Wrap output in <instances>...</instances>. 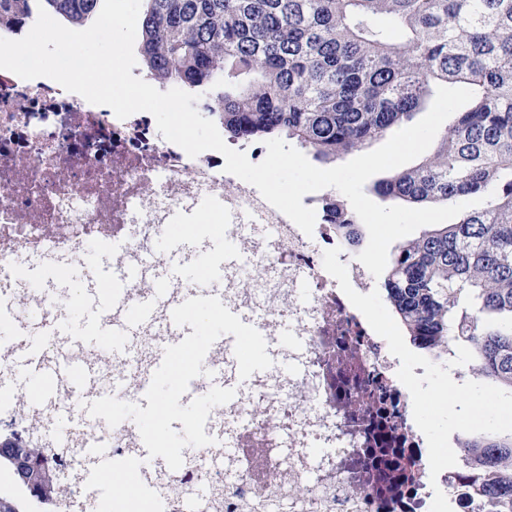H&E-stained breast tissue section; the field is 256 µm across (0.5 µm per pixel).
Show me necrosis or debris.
Masks as SVG:
<instances>
[{
    "instance_id": "1",
    "label": "necrosis or debris",
    "mask_w": 512,
    "mask_h": 512,
    "mask_svg": "<svg viewBox=\"0 0 512 512\" xmlns=\"http://www.w3.org/2000/svg\"><path fill=\"white\" fill-rule=\"evenodd\" d=\"M224 165L209 152L189 157L148 115L121 120L59 84L0 71V285L14 308L47 306L31 288L14 285L37 261L58 251L77 260L91 242L120 236L113 266L141 265L165 225L209 223L207 204L219 209V229L232 245L225 306L264 339L284 330L292 340L273 352L267 374L249 381L239 378L232 339L208 351L224 367L225 387L238 394L214 413L237 445L232 477L194 465L198 456L217 455L215 447L184 448L190 464L174 471L163 458H148L131 428L113 427L112 456L138 465V493L153 499L156 512H184L183 489L220 485L224 496L209 512H249L252 501L290 496L308 483L314 459L305 512H430L436 482L451 506L469 500L472 472L455 469L431 481L427 440L387 342L323 267V252L336 247L352 287L361 293L371 282L344 250L341 230L319 223L305 235ZM272 434L287 444V465L268 442ZM58 455L67 462L65 490L51 512H85L84 450Z\"/></svg>"
}]
</instances>
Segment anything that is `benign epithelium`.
<instances>
[{
    "label": "benign epithelium",
    "instance_id": "obj_1",
    "mask_svg": "<svg viewBox=\"0 0 512 512\" xmlns=\"http://www.w3.org/2000/svg\"><path fill=\"white\" fill-rule=\"evenodd\" d=\"M0 467L9 469L30 496L43 505L60 492L57 466L35 455L17 432L0 440Z\"/></svg>",
    "mask_w": 512,
    "mask_h": 512
}]
</instances>
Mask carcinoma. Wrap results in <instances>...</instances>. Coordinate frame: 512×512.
Here are the masks:
<instances>
[{
    "label": "carcinoma",
    "instance_id": "obj_1",
    "mask_svg": "<svg viewBox=\"0 0 512 512\" xmlns=\"http://www.w3.org/2000/svg\"><path fill=\"white\" fill-rule=\"evenodd\" d=\"M34 0H0V38L33 20ZM101 0H41L73 28ZM147 79L196 92L232 141L286 138L332 164L412 120L439 86L473 99L417 166L374 183L383 202L417 207L469 194L486 206L394 254L386 298L421 349L471 350L485 383L512 392V0H143ZM326 210L355 249L361 225ZM485 479L478 494L512 512V433L468 434L458 448ZM213 491L185 495L206 512ZM272 497L259 512H301Z\"/></svg>",
    "mask_w": 512,
    "mask_h": 512
}]
</instances>
